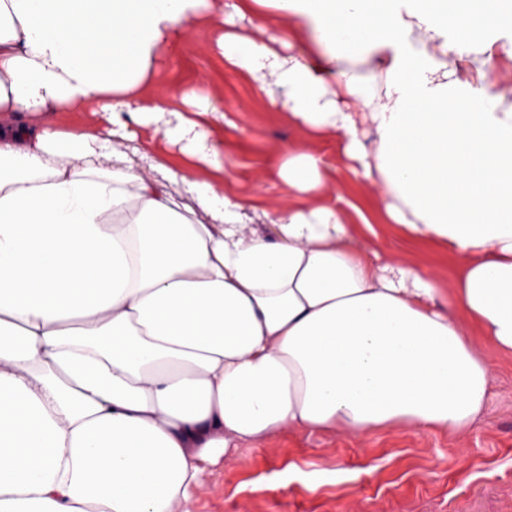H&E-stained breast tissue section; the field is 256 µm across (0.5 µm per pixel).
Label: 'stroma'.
Masks as SVG:
<instances>
[{
  "instance_id": "35a3bbf8",
  "label": "stroma",
  "mask_w": 512,
  "mask_h": 512,
  "mask_svg": "<svg viewBox=\"0 0 512 512\" xmlns=\"http://www.w3.org/2000/svg\"><path fill=\"white\" fill-rule=\"evenodd\" d=\"M214 16L191 24L190 34L165 48L155 91L203 89L224 108V183L268 207L289 202L274 172L294 149L322 156L329 173L322 202L358 205L372 226L368 245L382 257L402 259L453 286L455 260L408 239L388 223L376 187L351 172L333 138L317 139L290 124L251 85L227 68L214 48L224 26V0ZM492 378L487 413L458 432L412 426L363 434L286 430L225 459L208 471L193 512H512V355L476 339Z\"/></svg>"
}]
</instances>
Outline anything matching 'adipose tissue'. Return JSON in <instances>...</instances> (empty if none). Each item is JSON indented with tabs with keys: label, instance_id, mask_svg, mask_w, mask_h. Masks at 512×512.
I'll use <instances>...</instances> for the list:
<instances>
[{
	"label": "adipose tissue",
	"instance_id": "1",
	"mask_svg": "<svg viewBox=\"0 0 512 512\" xmlns=\"http://www.w3.org/2000/svg\"><path fill=\"white\" fill-rule=\"evenodd\" d=\"M466 2L225 0L215 42L293 125L335 136L391 223L456 257L444 295L319 202L318 154L277 170L288 206L225 190L223 107L152 93L210 0H0V512H191L208 467L286 429L481 416L471 332L512 354V97L470 56L512 66V44L488 37L497 0ZM91 105L94 129L52 121Z\"/></svg>",
	"mask_w": 512,
	"mask_h": 512
}]
</instances>
